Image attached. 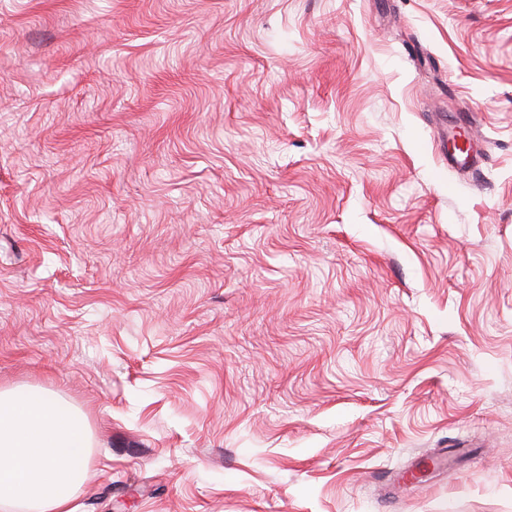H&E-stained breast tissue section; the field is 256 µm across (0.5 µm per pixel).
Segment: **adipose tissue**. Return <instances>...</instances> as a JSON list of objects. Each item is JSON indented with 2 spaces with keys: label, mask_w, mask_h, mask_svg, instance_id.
Here are the masks:
<instances>
[{
  "label": "adipose tissue",
  "mask_w": 512,
  "mask_h": 512,
  "mask_svg": "<svg viewBox=\"0 0 512 512\" xmlns=\"http://www.w3.org/2000/svg\"><path fill=\"white\" fill-rule=\"evenodd\" d=\"M91 437L84 417L51 396L0 390V506L16 512H75Z\"/></svg>",
  "instance_id": "adipose-tissue-1"
}]
</instances>
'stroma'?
<instances>
[{"instance_id": "35a3bbf8", "label": "stroma", "mask_w": 512, "mask_h": 512, "mask_svg": "<svg viewBox=\"0 0 512 512\" xmlns=\"http://www.w3.org/2000/svg\"><path fill=\"white\" fill-rule=\"evenodd\" d=\"M0 387L80 512H512V0H0Z\"/></svg>"}]
</instances>
